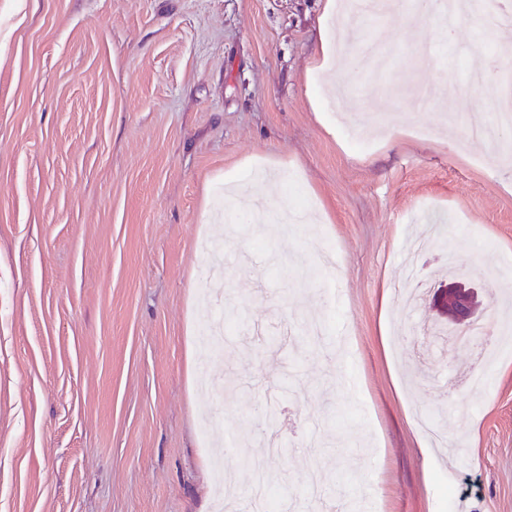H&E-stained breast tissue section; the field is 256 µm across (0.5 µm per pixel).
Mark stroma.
<instances>
[{"mask_svg":"<svg viewBox=\"0 0 512 512\" xmlns=\"http://www.w3.org/2000/svg\"><path fill=\"white\" fill-rule=\"evenodd\" d=\"M325 2L0 0V512H512V27L355 19L338 105ZM450 258L488 364L381 309ZM316 68L326 73L330 83L342 84L347 79L345 58L341 38H336L331 30L325 28L320 31L319 45L315 51ZM336 68V70H335ZM336 73V80L331 77Z\"/></svg>","mask_w":512,"mask_h":512,"instance_id":"35a3bbf8","label":"stroma"}]
</instances>
